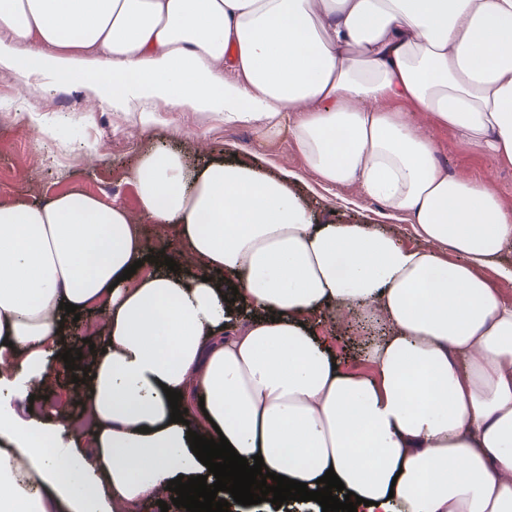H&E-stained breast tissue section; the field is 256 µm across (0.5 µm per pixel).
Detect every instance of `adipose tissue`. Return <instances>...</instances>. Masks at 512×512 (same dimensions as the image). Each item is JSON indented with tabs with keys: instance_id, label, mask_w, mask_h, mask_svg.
I'll list each match as a JSON object with an SVG mask.
<instances>
[{
	"instance_id": "obj_1",
	"label": "adipose tissue",
	"mask_w": 512,
	"mask_h": 512,
	"mask_svg": "<svg viewBox=\"0 0 512 512\" xmlns=\"http://www.w3.org/2000/svg\"><path fill=\"white\" fill-rule=\"evenodd\" d=\"M0 65L90 89L113 108L165 102L288 134L328 184L404 214L423 245L318 224L248 160L135 172L141 216L174 229L151 264L130 213L82 192L0 203V371L17 399L50 380L66 311L101 310L76 361L90 428L0 409V512H135L207 474L187 431L306 483L334 470L357 512H512V302L483 275L512 209L449 174L424 127L512 165V0H0ZM392 330L369 374L334 369L315 315ZM180 408L207 415L170 420Z\"/></svg>"
}]
</instances>
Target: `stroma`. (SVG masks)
Returning a JSON list of instances; mask_svg holds the SVG:
<instances>
[{
  "label": "stroma",
  "mask_w": 512,
  "mask_h": 512,
  "mask_svg": "<svg viewBox=\"0 0 512 512\" xmlns=\"http://www.w3.org/2000/svg\"><path fill=\"white\" fill-rule=\"evenodd\" d=\"M154 120L144 125L139 107L115 110L96 103L87 90L47 78L0 70V201L42 203L82 191L139 217L132 178L140 156L155 148L179 151L188 164L211 157L250 158L269 176L289 169L301 176L293 191L314 212L317 223L372 224L400 244L421 241L402 215L361 194L354 185H327L312 172L288 135L267 137L245 124H225L222 115L191 106L158 103ZM437 158L449 173L489 182L512 206V166L465 147L450 130L430 129ZM314 332L333 350L342 371L363 372L365 337L351 319L314 323ZM72 370L59 369L34 403L43 420H68L82 414Z\"/></svg>",
  "instance_id": "1"
}]
</instances>
